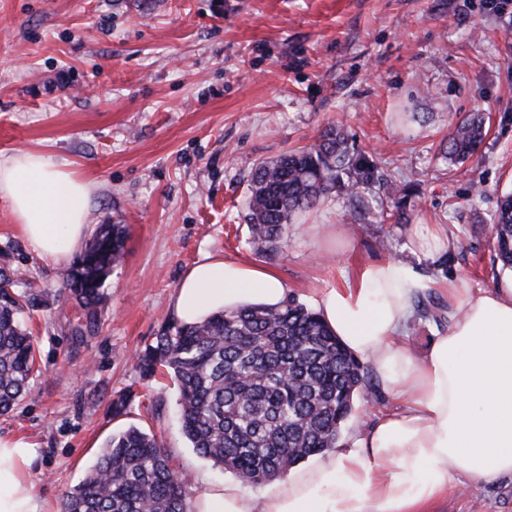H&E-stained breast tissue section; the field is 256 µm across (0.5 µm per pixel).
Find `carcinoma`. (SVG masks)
<instances>
[{"instance_id":"carcinoma-1","label":"carcinoma","mask_w":512,"mask_h":512,"mask_svg":"<svg viewBox=\"0 0 512 512\" xmlns=\"http://www.w3.org/2000/svg\"><path fill=\"white\" fill-rule=\"evenodd\" d=\"M486 138L483 118L451 124L443 153L463 162ZM374 166L349 153L343 126L251 168L246 221L253 248L281 249L285 227L332 192L355 196ZM126 224H101L66 274L65 294L86 316L104 301L103 286L124 254ZM495 261L512 272V192L492 220ZM0 268V415L20 404L39 376L24 328L25 306L38 301L33 284L18 293ZM143 376L161 372L179 390L181 431L192 447L246 485L286 475L310 457L337 447L368 376L320 316L288 300L252 306L206 321L167 327L140 351ZM184 473L173 467L156 435L131 425L106 442L85 478L64 493L62 512H188Z\"/></svg>"}]
</instances>
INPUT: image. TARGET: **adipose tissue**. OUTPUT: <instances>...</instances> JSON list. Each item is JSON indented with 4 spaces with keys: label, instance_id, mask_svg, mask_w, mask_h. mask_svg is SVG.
I'll return each mask as SVG.
<instances>
[{
    "label": "adipose tissue",
    "instance_id": "adipose-tissue-1",
    "mask_svg": "<svg viewBox=\"0 0 512 512\" xmlns=\"http://www.w3.org/2000/svg\"><path fill=\"white\" fill-rule=\"evenodd\" d=\"M89 195L87 183L40 153L0 158V198L32 250L50 262L79 250ZM408 243L411 259L357 265L315 299L322 319L402 408L383 415L352 448L294 467L259 500L235 484L195 476L189 512H430L456 482L512 478V283L475 291L455 278L425 276L419 260L455 245L447 225H415ZM435 291L452 312L418 360L398 338L413 299ZM287 295L274 270L208 255L183 276L173 310L193 325L221 310L277 308ZM37 456L28 441L0 437V512H45L31 478Z\"/></svg>",
    "mask_w": 512,
    "mask_h": 512
}]
</instances>
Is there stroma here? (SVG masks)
<instances>
[{
  "label": "stroma",
  "instance_id": "35a3bbf8",
  "mask_svg": "<svg viewBox=\"0 0 512 512\" xmlns=\"http://www.w3.org/2000/svg\"><path fill=\"white\" fill-rule=\"evenodd\" d=\"M482 113L477 157L448 164L451 122ZM343 124L375 166L360 194H331L256 256L245 220L253 163ZM39 152L91 187V226L128 225L125 254L92 321L59 296L65 264L38 258L0 198V248L43 296L25 321L39 379L0 416V437L39 456L33 479L52 512L105 442L129 425L162 437L173 463L214 484L230 473L181 433L170 377H143L135 354L168 324L176 288L204 255L258 261L305 306L368 260L409 258L413 224L457 239L424 274L490 289L492 218L512 191V5L500 0H0V157ZM411 188L394 223L391 185ZM352 230L348 245L329 239ZM126 398L121 415L112 402ZM378 378L354 397L339 444L399 409ZM432 512H512V479L453 488Z\"/></svg>",
  "mask_w": 512,
  "mask_h": 512
}]
</instances>
